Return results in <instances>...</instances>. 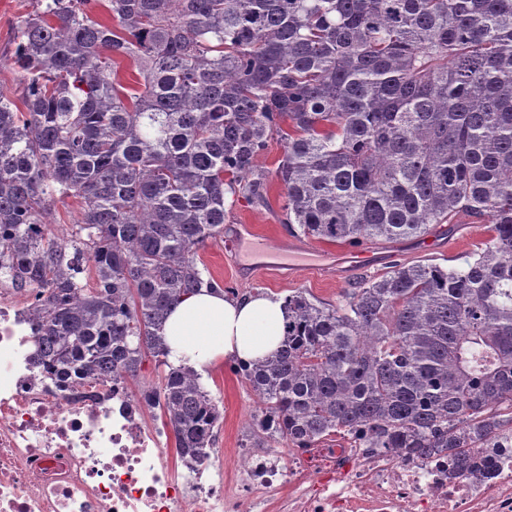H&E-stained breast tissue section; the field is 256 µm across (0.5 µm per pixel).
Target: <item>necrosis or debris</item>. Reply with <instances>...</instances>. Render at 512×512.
<instances>
[{
	"label": "necrosis or debris",
	"mask_w": 512,
	"mask_h": 512,
	"mask_svg": "<svg viewBox=\"0 0 512 512\" xmlns=\"http://www.w3.org/2000/svg\"><path fill=\"white\" fill-rule=\"evenodd\" d=\"M33 307L0 286V512H512V454L492 448L474 451L490 479L384 448H243L226 480L216 445L178 473L122 376L60 380L32 363Z\"/></svg>",
	"instance_id": "1"
}]
</instances>
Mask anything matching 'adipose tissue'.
I'll use <instances>...</instances> for the list:
<instances>
[{"instance_id": "1", "label": "adipose tissue", "mask_w": 512, "mask_h": 512, "mask_svg": "<svg viewBox=\"0 0 512 512\" xmlns=\"http://www.w3.org/2000/svg\"><path fill=\"white\" fill-rule=\"evenodd\" d=\"M287 323L288 309L275 294L236 298L204 288L172 309L163 334L172 364L203 371L223 359L255 363L270 358Z\"/></svg>"}]
</instances>
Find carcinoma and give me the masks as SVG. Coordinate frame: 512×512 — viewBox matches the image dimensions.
<instances>
[{
    "mask_svg": "<svg viewBox=\"0 0 512 512\" xmlns=\"http://www.w3.org/2000/svg\"><path fill=\"white\" fill-rule=\"evenodd\" d=\"M31 0L0 87V279L35 292L32 359L139 377L181 456L221 418L168 361V313L205 286L225 201L282 190L290 231L358 245L488 224L459 267L396 263L340 304L285 298L283 348L234 363L260 415L246 448H512V0ZM137 71L125 87L123 60ZM272 172L258 159L273 139ZM81 205L70 238L56 205Z\"/></svg>",
    "mask_w": 512,
    "mask_h": 512,
    "instance_id": "carcinoma-1",
    "label": "carcinoma"
}]
</instances>
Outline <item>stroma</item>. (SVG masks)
Here are the masks:
<instances>
[{"instance_id":"obj_1","label":"stroma","mask_w":512,"mask_h":512,"mask_svg":"<svg viewBox=\"0 0 512 512\" xmlns=\"http://www.w3.org/2000/svg\"><path fill=\"white\" fill-rule=\"evenodd\" d=\"M281 206V189L275 183L269 188L267 205L255 206L242 198L227 203V227L253 225L254 237L239 241L231 250L222 241L207 243L200 250L199 258L210 275L223 282L235 296L269 291L284 298L304 290L336 304L345 289L353 287L363 277L383 275L390 264L396 262L418 263L431 257L447 260L452 266L461 265L465 255L490 236L488 225L456 224L443 235L441 247L428 253L417 250L411 239L391 244L377 241L372 249L383 254L384 263L331 278L325 276L323 268L332 243L311 239L307 250H294L297 238L283 224ZM203 384L223 412L220 437L224 445V469L230 472L237 466L234 450L241 443L244 428L258 412V399L225 363L209 368Z\"/></svg>"}]
</instances>
